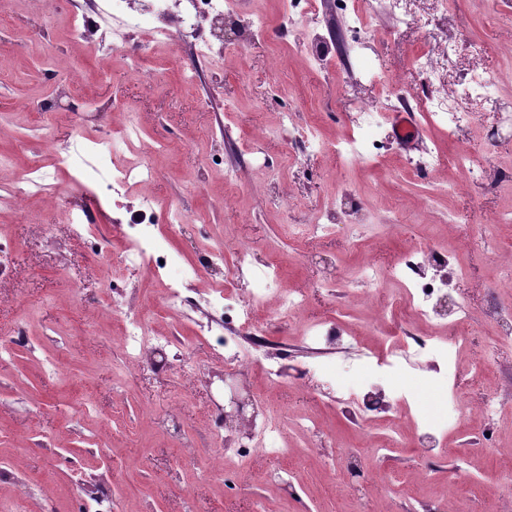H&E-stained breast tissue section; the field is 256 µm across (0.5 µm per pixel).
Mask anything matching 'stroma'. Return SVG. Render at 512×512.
I'll return each mask as SVG.
<instances>
[{"mask_svg": "<svg viewBox=\"0 0 512 512\" xmlns=\"http://www.w3.org/2000/svg\"><path fill=\"white\" fill-rule=\"evenodd\" d=\"M75 0H0V46L11 56L0 73V238L13 245L0 276V338L25 331L30 344L0 352V512H503L512 472L482 448L484 431L512 448V340L499 341L483 313L512 305V0H410L415 23L403 25L387 0H362L366 33L354 38L335 0H314L317 22L290 34L284 0H250L224 21L220 58L197 60L190 48L158 47L140 71L124 53L98 43L75 45L68 31ZM263 14L269 37L244 26ZM304 39L308 51L297 50ZM454 42L456 56L442 80L415 60ZM481 42L476 55L471 43ZM332 61L320 66L321 58ZM378 60L382 79L363 75ZM197 71L194 82L183 70ZM495 81L485 107L449 134L418 113L421 97L450 93L472 71ZM122 106L115 121L142 130L137 149L120 148L104 166L145 162V185H130L123 208L104 187L75 184L57 163L76 135H106L101 109ZM381 109L376 148L367 158H341L338 138H361L367 111ZM291 117L280 122L281 113ZM415 113L419 141L403 148L392 116ZM316 125L324 150L310 151L298 129ZM461 151L484 168L473 181L444 169L419 175L409 159ZM49 175L39 195L19 198L22 169ZM234 171L226 180L225 171ZM175 207L186 223L160 241L181 262L197 264L192 309L162 311L163 292L147 267L122 261L132 224ZM94 215L92 236L73 241L71 214ZM333 225L327 236L295 238L289 226ZM458 256L464 274L448 288L449 304L473 312L456 383L469 425L449 434L445 450L421 455L391 441L373 420L351 422L336 386L381 391L388 405L409 404L406 420L428 414L430 382L397 380L388 387L361 367L366 345L385 336L368 322L383 319L381 297L359 273L383 271L400 286L399 258L417 248ZM216 250L224 264L205 259ZM278 262L284 288L307 300L294 318L261 310L257 326L282 345L283 375L270 382L256 365L224 366L223 336L248 348L247 335L227 325L222 336H200L213 287L248 296L253 273ZM342 312L349 342L308 344L304 329ZM137 316L174 342L167 354L127 361L121 336ZM241 396L282 418L289 458L255 452L240 462L246 432L215 415ZM498 394L493 419L483 401ZM314 419L317 431L305 427ZM359 464L340 476L341 453Z\"/></svg>", "mask_w": 512, "mask_h": 512, "instance_id": "1", "label": "stroma"}]
</instances>
